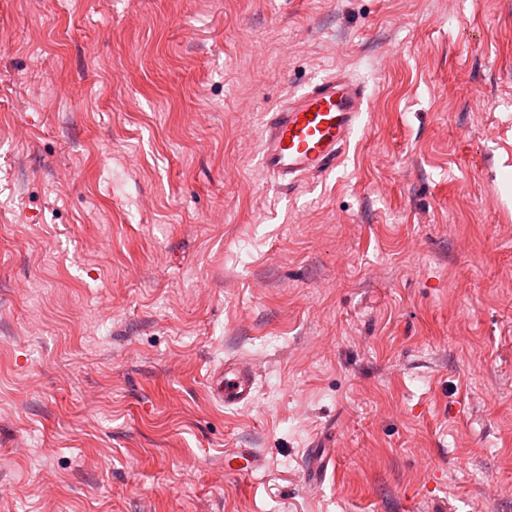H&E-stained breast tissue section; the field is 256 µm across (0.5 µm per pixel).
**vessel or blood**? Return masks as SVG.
Here are the masks:
<instances>
[{"instance_id":"1","label":"vessel or blood","mask_w":512,"mask_h":512,"mask_svg":"<svg viewBox=\"0 0 512 512\" xmlns=\"http://www.w3.org/2000/svg\"><path fill=\"white\" fill-rule=\"evenodd\" d=\"M368 99L364 83L339 72L312 83L267 112L259 166L283 188L335 168L343 148L359 130ZM256 377L248 364L227 361L209 374L210 393L221 405H248ZM266 460L254 448L225 457L230 472L257 474Z\"/></svg>"}]
</instances>
